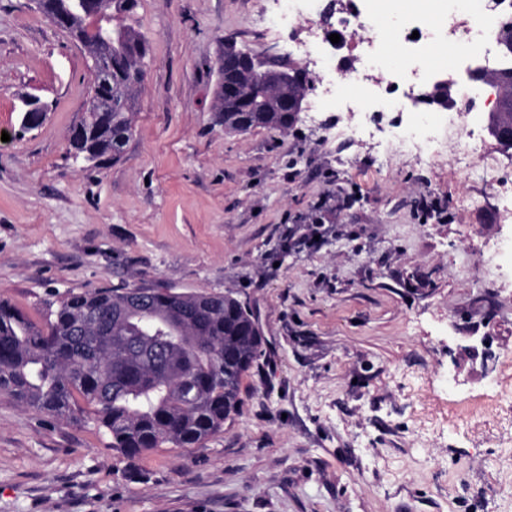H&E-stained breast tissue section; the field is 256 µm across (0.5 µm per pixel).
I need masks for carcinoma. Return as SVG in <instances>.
Instances as JSON below:
<instances>
[{
	"label": "carcinoma",
	"mask_w": 512,
	"mask_h": 512,
	"mask_svg": "<svg viewBox=\"0 0 512 512\" xmlns=\"http://www.w3.org/2000/svg\"><path fill=\"white\" fill-rule=\"evenodd\" d=\"M112 112H88L70 140L73 157L94 165L117 159L133 137L134 93L148 48L132 21L139 0H111ZM248 64L219 66L215 108L224 129L288 130L298 115L281 111L284 98L302 100L291 80L267 83L265 72H290V61L259 58L232 44L221 51ZM501 85L489 121H512V64L490 74ZM252 308L233 292L170 288H103L74 293L33 322L0 301V392L55 418L84 415L110 437L109 447L134 464L166 444L199 448L224 430L242 405V381L264 354Z\"/></svg>",
	"instance_id": "carcinoma-1"
}]
</instances>
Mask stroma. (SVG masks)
Instances as JSON below:
<instances>
[{"label":"stroma","instance_id":"1","mask_svg":"<svg viewBox=\"0 0 512 512\" xmlns=\"http://www.w3.org/2000/svg\"><path fill=\"white\" fill-rule=\"evenodd\" d=\"M273 0H140L135 132L90 167L68 135L93 74L37 9L0 0V301L42 322L69 293L233 291L267 342L202 447L128 473L85 418L0 393V512H512V213L457 162L347 138L357 116L224 129V41L285 53ZM48 106L19 130L27 97ZM475 116L473 157L512 194V149Z\"/></svg>","mask_w":512,"mask_h":512}]
</instances>
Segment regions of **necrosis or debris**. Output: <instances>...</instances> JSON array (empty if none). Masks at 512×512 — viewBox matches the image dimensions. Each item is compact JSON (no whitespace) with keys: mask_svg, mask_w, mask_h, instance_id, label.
<instances>
[{"mask_svg":"<svg viewBox=\"0 0 512 512\" xmlns=\"http://www.w3.org/2000/svg\"><path fill=\"white\" fill-rule=\"evenodd\" d=\"M280 29L300 33L301 45L317 43L338 59L334 75L313 62L320 97L344 111L360 112L364 123L379 126L388 140L423 150L431 127L422 93L440 76L430 63L443 48L454 51V66L473 62L486 71L503 64L499 32L512 17V0H431L429 13L392 8L385 30H378L375 0H351L350 9L330 0H276ZM339 43H331V35Z\"/></svg>","mask_w":512,"mask_h":512,"instance_id":"4bbe7bcc","label":"necrosis or debris"}]
</instances>
